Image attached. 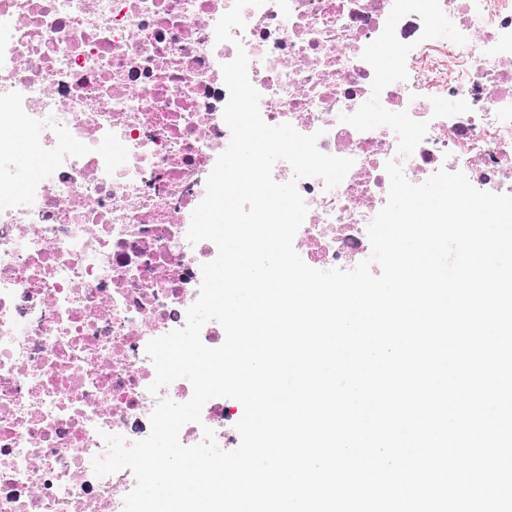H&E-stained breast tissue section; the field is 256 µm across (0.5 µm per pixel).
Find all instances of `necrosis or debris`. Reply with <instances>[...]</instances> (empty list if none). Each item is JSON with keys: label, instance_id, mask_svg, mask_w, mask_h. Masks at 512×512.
I'll return each mask as SVG.
<instances>
[{"label": "necrosis or debris", "instance_id": "4bbe7bcc", "mask_svg": "<svg viewBox=\"0 0 512 512\" xmlns=\"http://www.w3.org/2000/svg\"><path fill=\"white\" fill-rule=\"evenodd\" d=\"M233 0H0V134L34 133L49 166L16 174L0 145V512H122L130 470L99 477L104 435L146 438L157 396L147 343L183 327L217 255L189 244L188 220L231 132L221 66L236 55L214 28ZM467 38L417 42L418 15L396 35L414 44L407 81L381 104L428 122L404 170L439 169L512 194V0H440ZM393 0H266L243 11L248 76L271 125L320 132L352 158L343 181H298L308 206L294 238L305 263L352 269L371 254L397 136L341 123L372 92L362 58ZM448 95L454 109H440ZM233 413L209 400L186 445L210 427L233 443Z\"/></svg>", "mask_w": 512, "mask_h": 512}]
</instances>
